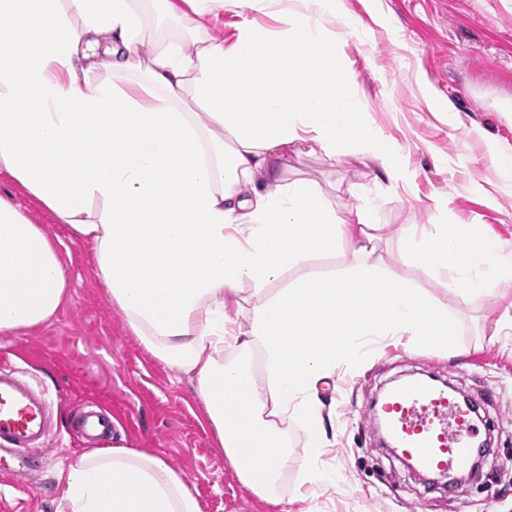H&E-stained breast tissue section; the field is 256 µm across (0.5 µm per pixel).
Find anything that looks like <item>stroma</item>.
<instances>
[{"label": "stroma", "mask_w": 512, "mask_h": 512, "mask_svg": "<svg viewBox=\"0 0 512 512\" xmlns=\"http://www.w3.org/2000/svg\"><path fill=\"white\" fill-rule=\"evenodd\" d=\"M343 2L357 19L355 33L339 36L352 93L399 150L407 180L387 191L384 173L365 157L300 141L289 145L284 173L318 183L342 210L356 205V188L382 198L381 257L394 278L447 302L460 352L377 337L355 364L337 367L317 386L336 427L327 448L312 455L298 422H280L288 466L279 495L301 499L305 512H512V329L499 327L512 314V279L465 302L431 270L395 258L401 229L430 232L438 224H473L512 246V166L503 162L512 155V0ZM144 27L146 46L162 38L193 44V30L159 10H145ZM0 194L47 227L69 281L53 320L0 335V353L61 397L46 462L24 483L0 479V512H68L60 475L85 449L67 429L87 403L111 411L113 445L156 454L180 471L201 512H279L225 465L195 377L154 358L108 303L91 246L2 173ZM414 374L453 386L492 425L480 433L491 441L487 457L456 489L425 484L378 435L375 401ZM312 461L335 472V483L305 484Z\"/></svg>", "instance_id": "1"}]
</instances>
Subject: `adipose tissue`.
Segmentation results:
<instances>
[{
    "label": "adipose tissue",
    "mask_w": 512,
    "mask_h": 512,
    "mask_svg": "<svg viewBox=\"0 0 512 512\" xmlns=\"http://www.w3.org/2000/svg\"><path fill=\"white\" fill-rule=\"evenodd\" d=\"M157 2L203 39L144 53L137 0H0V172L91 244L128 329L195 375L225 459L274 503L288 462L276 418L296 416L320 450L328 430L315 386L360 356L363 337L451 350L456 326L447 303L376 258L375 199L342 212L316 183L282 174L284 151L306 137L329 154L356 148L390 183L404 178L352 101L353 75L327 28L356 30L340 0H247L283 29L247 24L229 46L208 31L227 0H187L185 14ZM102 69L108 80L92 82ZM336 252L351 258L341 272L311 270ZM398 257L464 300L512 276V249L473 224L403 230ZM243 285L258 299L244 327L231 316ZM67 289L49 231L0 195V333L46 324ZM239 348L261 349L262 379L225 364L224 351ZM64 483L70 512H200L178 471L126 446L84 454Z\"/></svg>",
    "instance_id": "adipose-tissue-1"
}]
</instances>
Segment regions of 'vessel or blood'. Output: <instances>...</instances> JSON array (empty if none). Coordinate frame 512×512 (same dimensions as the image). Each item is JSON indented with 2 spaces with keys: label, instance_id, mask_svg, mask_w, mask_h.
<instances>
[{
  "label": "vessel or blood",
  "instance_id": "obj_1",
  "mask_svg": "<svg viewBox=\"0 0 512 512\" xmlns=\"http://www.w3.org/2000/svg\"><path fill=\"white\" fill-rule=\"evenodd\" d=\"M53 402L22 379L12 363L0 362V448L16 452L18 465L45 456L51 445ZM395 448L414 469L448 475L470 473L479 451L480 428L469 403L447 391L410 385L394 391L382 404ZM75 427L85 437L104 442L114 428L112 415L84 407Z\"/></svg>",
  "mask_w": 512,
  "mask_h": 512
}]
</instances>
